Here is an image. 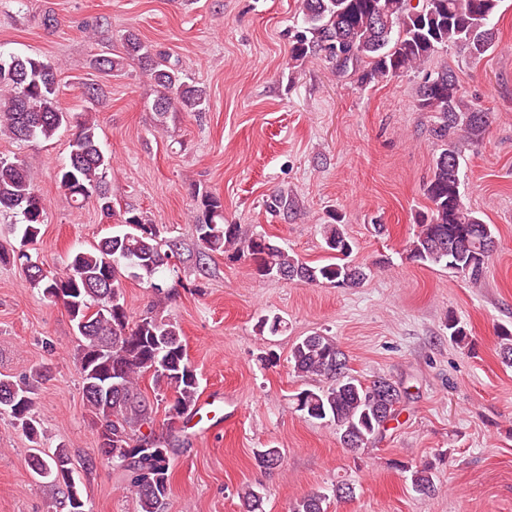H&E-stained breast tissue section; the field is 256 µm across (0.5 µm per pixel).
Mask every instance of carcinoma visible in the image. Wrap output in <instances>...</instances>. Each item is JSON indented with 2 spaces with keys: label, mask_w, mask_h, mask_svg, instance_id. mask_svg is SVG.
Segmentation results:
<instances>
[{
  "label": "carcinoma",
  "mask_w": 512,
  "mask_h": 512,
  "mask_svg": "<svg viewBox=\"0 0 512 512\" xmlns=\"http://www.w3.org/2000/svg\"><path fill=\"white\" fill-rule=\"evenodd\" d=\"M301 23L291 36L288 66L296 68L323 57L332 70L363 87L388 77L415 72L421 81L415 107L429 114V136L436 146L426 183L430 212L421 216L409 240L407 258L424 266H442L471 284L481 281L496 240L495 227L469 206L461 191V141L477 142L485 134L490 113L469 100L454 71L434 57L455 47L473 60L494 49L498 31L493 20L502 0H297ZM127 57L136 60L158 87L152 108L166 123L172 112H203L205 89L188 82L178 62L144 42L134 31L123 38ZM56 65L47 60L0 53V130L15 140L49 139L62 126L75 127L68 161L58 170L61 188L78 203L95 199L102 214L115 215L112 191L105 180L108 160L98 144L89 117L64 112L57 100ZM197 249L188 254L172 249L165 228L135 208L119 215L124 230L89 249L74 251L60 272L43 270L30 244L44 222L45 201L34 177L18 158L0 156V212H9L21 226L18 245L0 248V262L19 266L32 287L52 302H62L74 323L79 343L76 360L83 397L96 427L98 458L121 468L140 512H165L170 493L174 440L155 433L154 400L140 380L152 378L154 390L169 392V419L191 413L199 398V378L189 361L180 325L164 314L174 295L170 275L192 263L207 274V260L219 253L245 261L254 275L336 288H357L366 279L362 267L348 261L352 242L335 214L321 225L326 264L310 265L265 234H242L240 225L224 222V204L208 191H193ZM266 210L288 219L295 201L285 192L266 199ZM125 278L148 284L155 304L138 318L128 309L122 288ZM346 360L336 340L314 333L291 348L292 371L303 379L328 384L291 396L293 409L308 419L336 427L343 445L367 448L383 438L406 398V391L387 377L366 383L337 373ZM47 378V367L32 369L18 380L0 377V415L38 444L35 396ZM259 467L271 471L281 464L276 447L256 451ZM27 467L37 482L56 491L64 512H86L73 476L68 447L52 453L34 452ZM410 485L429 498L436 486L427 464L409 470ZM246 512H262V496L246 485L238 493ZM327 495L313 492L296 501L291 512H326Z\"/></svg>",
  "instance_id": "1"
}]
</instances>
